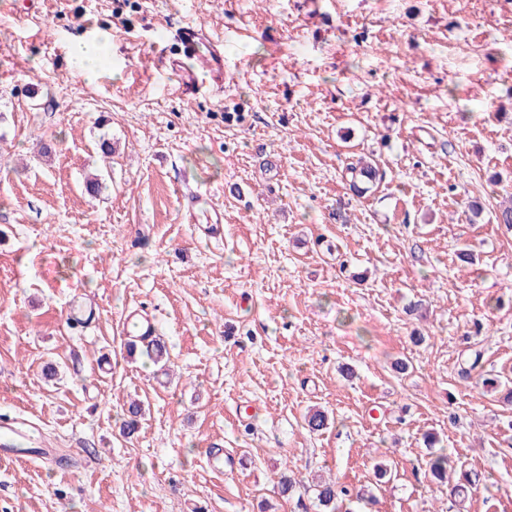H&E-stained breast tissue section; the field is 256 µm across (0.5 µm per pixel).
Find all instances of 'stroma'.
I'll use <instances>...</instances> for the list:
<instances>
[{
  "instance_id": "obj_1",
  "label": "stroma",
  "mask_w": 512,
  "mask_h": 512,
  "mask_svg": "<svg viewBox=\"0 0 512 512\" xmlns=\"http://www.w3.org/2000/svg\"><path fill=\"white\" fill-rule=\"evenodd\" d=\"M9 2L0 422L54 454L0 460V512H301L318 477L340 512H512V405L483 384L512 378V0ZM187 19L223 40L226 82L183 101L163 61ZM99 34L90 81L67 46ZM364 155L382 178L359 195ZM188 182L223 205L222 241L183 223ZM74 302L96 305L87 331ZM133 308L162 363L128 355ZM429 435L481 475L464 501ZM350 182L353 187L359 188L360 183H372L378 179L379 171L377 167L371 165L364 159H358L356 163L350 164L348 167ZM126 336L147 343L156 334L154 317L147 311L132 313L125 319Z\"/></svg>"
}]
</instances>
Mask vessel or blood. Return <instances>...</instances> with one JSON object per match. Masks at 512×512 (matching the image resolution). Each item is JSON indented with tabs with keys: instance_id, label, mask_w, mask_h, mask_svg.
<instances>
[{
	"instance_id": "b4317fda",
	"label": "vessel or blood",
	"mask_w": 512,
	"mask_h": 512,
	"mask_svg": "<svg viewBox=\"0 0 512 512\" xmlns=\"http://www.w3.org/2000/svg\"><path fill=\"white\" fill-rule=\"evenodd\" d=\"M179 56L170 58L169 68L176 75L182 97H193L198 73H206L216 86H223L224 50L221 40L212 38L205 26L194 21L184 22L176 31ZM185 223L193 224L208 237L224 233V209L208 192L190 186L180 194ZM127 337L148 342L156 334L155 320L149 312L133 313L126 317ZM31 435L23 423L0 427V456L31 460L36 456L30 446Z\"/></svg>"
}]
</instances>
